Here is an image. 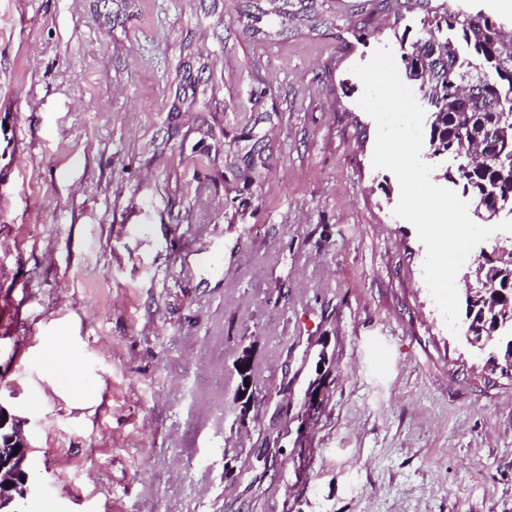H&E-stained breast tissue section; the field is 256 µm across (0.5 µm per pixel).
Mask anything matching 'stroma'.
<instances>
[{"label":"stroma","instance_id":"1","mask_svg":"<svg viewBox=\"0 0 512 512\" xmlns=\"http://www.w3.org/2000/svg\"><path fill=\"white\" fill-rule=\"evenodd\" d=\"M246 2L0 0V405L27 421L25 512H512V377L446 329L357 104L394 14L324 0L335 27L263 42ZM257 87L269 167L228 209L222 130ZM231 457L250 465L228 481Z\"/></svg>","mask_w":512,"mask_h":512}]
</instances>
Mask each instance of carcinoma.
<instances>
[{
	"instance_id": "carcinoma-1",
	"label": "carcinoma",
	"mask_w": 512,
	"mask_h": 512,
	"mask_svg": "<svg viewBox=\"0 0 512 512\" xmlns=\"http://www.w3.org/2000/svg\"><path fill=\"white\" fill-rule=\"evenodd\" d=\"M427 17L421 35L401 37L405 77L426 104L429 149L436 158L459 161L444 178L469 196L481 220L492 215L512 217V47L501 23L478 12H463L449 0H426ZM288 13L255 3L244 14L246 31L273 41ZM268 113H250L231 130H224V199L245 204L259 188L268 166L266 143L260 140ZM474 273L483 292L465 297L467 332L487 335L485 324L498 320L495 335L512 336V288L494 301L495 289L512 282V250L477 262Z\"/></svg>"
}]
</instances>
